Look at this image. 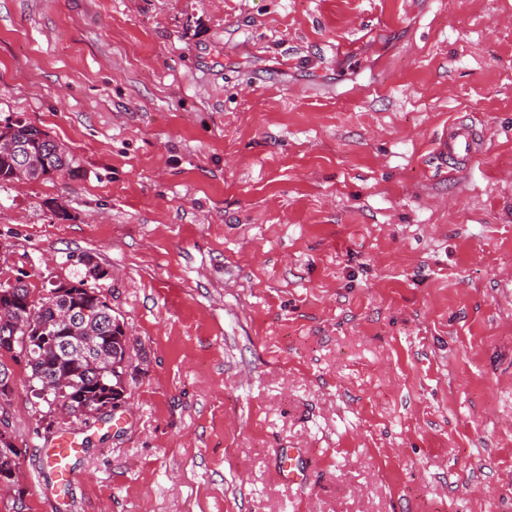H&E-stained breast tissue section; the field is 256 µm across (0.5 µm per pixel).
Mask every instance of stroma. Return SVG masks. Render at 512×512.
<instances>
[{
    "mask_svg": "<svg viewBox=\"0 0 512 512\" xmlns=\"http://www.w3.org/2000/svg\"><path fill=\"white\" fill-rule=\"evenodd\" d=\"M16 119L75 172L0 186V284L86 279L130 361L74 415L0 357V512H512V0H0ZM485 139L473 124L454 121L441 143L442 158L450 164L465 166L483 154ZM18 451L13 448L12 443L1 441L0 431V482L10 483L13 479V470L17 468ZM78 448L72 440L61 439L46 455L47 466L59 483H70L71 461Z\"/></svg>",
    "mask_w": 512,
    "mask_h": 512,
    "instance_id": "stroma-1",
    "label": "stroma"
}]
</instances>
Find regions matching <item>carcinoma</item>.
<instances>
[{
	"label": "carcinoma",
	"instance_id": "1",
	"mask_svg": "<svg viewBox=\"0 0 512 512\" xmlns=\"http://www.w3.org/2000/svg\"><path fill=\"white\" fill-rule=\"evenodd\" d=\"M14 138L29 152L31 166L26 179L38 180L50 169L63 175L74 173L73 159L35 125L17 124ZM15 292L20 303L0 307V336L16 335L15 345L21 353H29L26 365L31 371L30 382L37 384L38 396L49 404L98 407L105 393L118 386L128 370L126 366L115 369L116 361L130 355L123 329L112 324L111 306L85 281L74 282L68 294L70 304L87 310L86 316L70 321L67 343L50 345L42 343L41 336L58 326L63 302L49 294L34 298L24 282ZM12 399L9 369L0 362V409ZM18 457L11 442L0 441V482H11Z\"/></svg>",
	"mask_w": 512,
	"mask_h": 512
}]
</instances>
